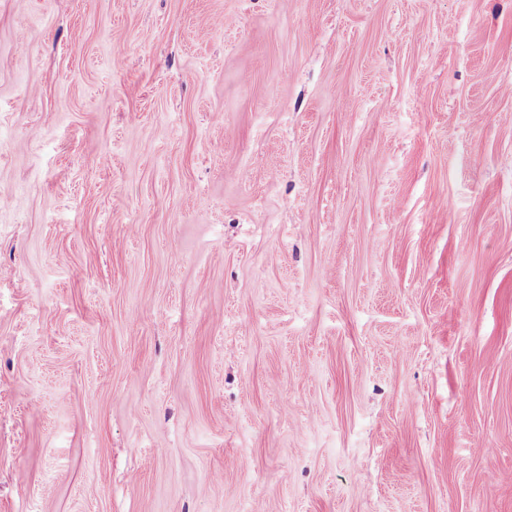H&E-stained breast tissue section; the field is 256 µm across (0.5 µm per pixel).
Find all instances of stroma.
Listing matches in <instances>:
<instances>
[{"instance_id":"35a3bbf8","label":"stroma","mask_w":512,"mask_h":512,"mask_svg":"<svg viewBox=\"0 0 512 512\" xmlns=\"http://www.w3.org/2000/svg\"><path fill=\"white\" fill-rule=\"evenodd\" d=\"M0 512H512V0H0Z\"/></svg>"}]
</instances>
